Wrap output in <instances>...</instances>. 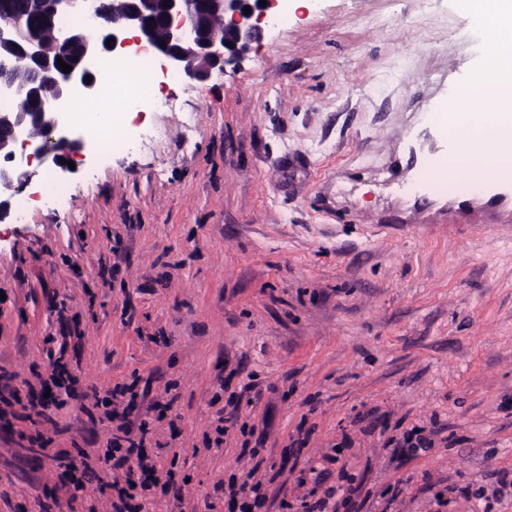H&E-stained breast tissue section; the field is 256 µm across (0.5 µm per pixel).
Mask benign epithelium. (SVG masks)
<instances>
[{
    "label": "benign epithelium",
    "instance_id": "benign-epithelium-1",
    "mask_svg": "<svg viewBox=\"0 0 512 512\" xmlns=\"http://www.w3.org/2000/svg\"><path fill=\"white\" fill-rule=\"evenodd\" d=\"M29 2L23 14H0V96L35 104L33 112H0V222L11 214L8 192L24 189L36 175L30 170L33 162L65 174L71 172L68 163L73 157L86 150L82 135L57 107L76 93H99L104 77L98 61L103 56L149 48L162 74L176 73L188 83L203 82L211 70H224L251 53L262 39L260 23L279 8L281 0H266L263 6L259 0ZM247 7L250 13L245 14ZM87 12L103 20L95 38L85 35L81 17ZM65 15L75 21L61 34L55 20ZM150 19L151 28L147 27ZM109 38L114 42L107 43ZM64 55L71 66L68 73L57 62ZM29 70L49 80L50 94H43L37 83L18 78Z\"/></svg>",
    "mask_w": 512,
    "mask_h": 512
}]
</instances>
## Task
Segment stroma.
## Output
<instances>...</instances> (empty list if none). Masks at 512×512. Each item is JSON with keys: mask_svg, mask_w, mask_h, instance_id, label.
Wrapping results in <instances>:
<instances>
[{"mask_svg": "<svg viewBox=\"0 0 512 512\" xmlns=\"http://www.w3.org/2000/svg\"><path fill=\"white\" fill-rule=\"evenodd\" d=\"M458 0H309L267 26L235 69L166 90L169 106L133 114L131 152L77 159L68 200L0 222V365L16 381L42 365L50 310L68 295L83 392L178 383L185 504L227 512L214 484L241 443L203 451L221 385L263 390L267 448L281 461L310 431L305 467L343 435L342 459L368 493L352 512H512V497L465 498L512 472V225L436 224L411 208L408 129L468 50ZM53 446L105 438L72 400ZM450 439L415 459L383 441L412 426ZM0 441V512H34L52 485L23 416ZM198 455H191L192 445ZM408 487H399L401 478Z\"/></svg>", "mask_w": 512, "mask_h": 512, "instance_id": "obj_1", "label": "stroma"}]
</instances>
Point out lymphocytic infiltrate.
Instances as JSON below:
<instances>
[{"label": "lymphocytic infiltrate", "instance_id": "lymphocytic-infiltrate-1", "mask_svg": "<svg viewBox=\"0 0 512 512\" xmlns=\"http://www.w3.org/2000/svg\"><path fill=\"white\" fill-rule=\"evenodd\" d=\"M45 355L46 373H35V382L26 392L13 387L11 373L0 372V417L6 416L8 408L24 404L36 410L43 423L54 424L56 411L72 398L78 377L62 352L49 347ZM176 388V383H167L165 395L148 398L138 396L134 384L118 383L95 395L94 405L102 409L112 434L105 446L91 452L83 448L73 453L51 451L55 472L52 501L40 504L38 512H53V505L61 502L68 512H97L85 496L87 486L94 482L100 489L115 492L109 512H155V501L161 494L169 493L175 501H182L173 463L148 448L156 422L173 410L169 394ZM266 439V432H259L254 448L241 450L236 457L241 478L218 482L227 512H252L269 503L277 512H291V503L274 486L276 474L264 471L258 459ZM295 483L304 490L299 499L302 512H344L356 492L346 470L335 473L315 464L309 465L307 475L296 477Z\"/></svg>", "mask_w": 512, "mask_h": 512}]
</instances>
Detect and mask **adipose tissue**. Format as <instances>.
I'll return each instance as SVG.
<instances>
[{
    "instance_id": "ef3b65f1",
    "label": "adipose tissue",
    "mask_w": 512,
    "mask_h": 512,
    "mask_svg": "<svg viewBox=\"0 0 512 512\" xmlns=\"http://www.w3.org/2000/svg\"><path fill=\"white\" fill-rule=\"evenodd\" d=\"M461 2L472 22L490 17L494 19L496 27L493 45L483 69L457 94L453 109L460 113L462 123L454 127L451 134L462 139L490 143L496 140L497 130L488 123L484 113L471 108L470 100L475 96L499 101L512 98V0ZM69 120L86 128L109 131L125 126L127 116L115 110L111 98L93 97L83 99L79 107L70 112Z\"/></svg>"
}]
</instances>
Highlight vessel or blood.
<instances>
[{"instance_id":"obj_1","label":"vessel or blood","mask_w":512,"mask_h":512,"mask_svg":"<svg viewBox=\"0 0 512 512\" xmlns=\"http://www.w3.org/2000/svg\"><path fill=\"white\" fill-rule=\"evenodd\" d=\"M494 23L483 21L467 40L476 50L455 69V76L445 91L428 104L424 117L438 131L436 144L421 148L418 158L417 180L399 183L398 188L407 196L420 199L434 196L440 186L448 188V221L452 224H511L512 182L500 179L497 174L502 155H512V101L483 104L482 109L498 121L500 134L494 144L477 147L475 142L452 138L444 134V126L454 124L453 113L448 107L461 86L485 62V53L492 40ZM482 150L488 170L485 176L470 175L462 161L463 153Z\"/></svg>"}]
</instances>
